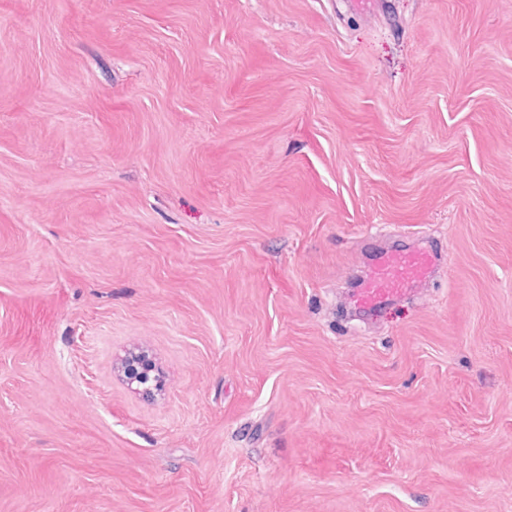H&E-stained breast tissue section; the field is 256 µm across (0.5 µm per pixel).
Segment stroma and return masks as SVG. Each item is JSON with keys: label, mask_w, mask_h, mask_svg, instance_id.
Instances as JSON below:
<instances>
[{"label": "stroma", "mask_w": 512, "mask_h": 512, "mask_svg": "<svg viewBox=\"0 0 512 512\" xmlns=\"http://www.w3.org/2000/svg\"><path fill=\"white\" fill-rule=\"evenodd\" d=\"M0 512H512V0H0ZM436 260L424 246L377 253L350 303L362 311H374L390 303L421 296L432 279Z\"/></svg>", "instance_id": "1"}]
</instances>
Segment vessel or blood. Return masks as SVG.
Wrapping results in <instances>:
<instances>
[{
    "label": "vessel or blood",
    "mask_w": 512,
    "mask_h": 512,
    "mask_svg": "<svg viewBox=\"0 0 512 512\" xmlns=\"http://www.w3.org/2000/svg\"><path fill=\"white\" fill-rule=\"evenodd\" d=\"M436 260L425 247L383 250L371 260L350 297L363 311H374L410 297L421 296L432 279Z\"/></svg>",
    "instance_id": "vessel-or-blood-1"
}]
</instances>
